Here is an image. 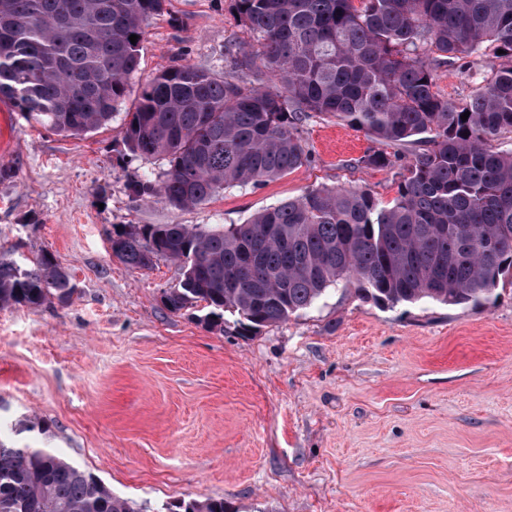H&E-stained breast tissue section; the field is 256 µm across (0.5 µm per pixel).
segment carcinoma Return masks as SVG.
Wrapping results in <instances>:
<instances>
[{"label": "carcinoma", "mask_w": 512, "mask_h": 512, "mask_svg": "<svg viewBox=\"0 0 512 512\" xmlns=\"http://www.w3.org/2000/svg\"><path fill=\"white\" fill-rule=\"evenodd\" d=\"M166 0H0V97L65 137L107 126L130 92L148 20ZM274 86L189 65L163 68L125 116L130 160L159 161L127 185L175 209L260 185L310 162L300 123L330 115L413 158L384 204L368 189L316 188L243 224H126L112 256L133 269L181 264L161 303L236 317L242 334L285 322L334 290L381 307L479 306L512 283V64L464 104L439 68L493 50L512 61V0H236ZM137 36V43L129 40ZM470 112L467 120L461 115ZM71 274L44 250L0 253V307L68 305ZM0 512H147L48 448L0 442ZM154 512H231L222 498Z\"/></svg>", "instance_id": "carcinoma-1"}]
</instances>
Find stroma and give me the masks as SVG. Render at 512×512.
Returning a JSON list of instances; mask_svg holds the SVG:
<instances>
[{
    "label": "stroma",
    "mask_w": 512,
    "mask_h": 512,
    "mask_svg": "<svg viewBox=\"0 0 512 512\" xmlns=\"http://www.w3.org/2000/svg\"><path fill=\"white\" fill-rule=\"evenodd\" d=\"M230 45L254 59L237 80L259 84L263 50L234 0H169L131 86L177 62L224 75ZM492 75L474 55L436 89L461 103ZM301 130L311 164L177 210L127 191L156 165L123 158L122 117L70 138L0 108V248L21 264L50 251L77 285L63 308H0V442L54 449L151 510L512 512V288L464 308L331 292L242 336L163 307L178 263L113 258L107 234L125 224H241L322 187L395 197L410 148L325 116ZM381 150L390 167L364 164ZM154 512H231V506L224 498H207L203 501L190 500L167 502Z\"/></svg>",
    "instance_id": "35a3bbf8"
}]
</instances>
